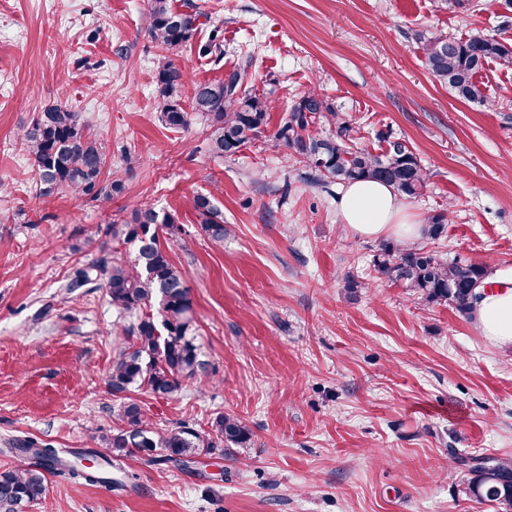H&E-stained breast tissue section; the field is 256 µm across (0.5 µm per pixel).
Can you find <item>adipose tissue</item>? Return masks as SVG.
<instances>
[{"label": "adipose tissue", "instance_id": "1", "mask_svg": "<svg viewBox=\"0 0 512 512\" xmlns=\"http://www.w3.org/2000/svg\"><path fill=\"white\" fill-rule=\"evenodd\" d=\"M338 217L358 236L379 239L389 233L413 238L420 226L400 205L391 186L372 180L350 184L342 193ZM473 315L484 336L512 346V270L489 276L479 289Z\"/></svg>", "mask_w": 512, "mask_h": 512}]
</instances>
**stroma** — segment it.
<instances>
[{
  "label": "stroma",
  "instance_id": "35a3bbf8",
  "mask_svg": "<svg viewBox=\"0 0 512 512\" xmlns=\"http://www.w3.org/2000/svg\"><path fill=\"white\" fill-rule=\"evenodd\" d=\"M197 42L224 33V58L172 50L184 108L196 84L248 65L246 86L272 100L270 123L237 154L216 158L204 123L172 132L158 120L159 48L147 0H0V470L16 443L69 462L103 453L112 415L133 401L156 428L208 430L238 416L249 447L205 463L134 453L118 487L50 472L23 512H495L465 489L448 454L512 459V346L483 336L448 304L427 307L374 265L378 242L338 219L339 195L303 182L302 163L274 141L310 88L355 120L407 141L430 178L405 210L453 213L428 247L447 260L512 268V70L489 63L487 105L459 99L427 71L419 34H489L512 44V8L472 0H193ZM66 102L98 131L114 178L111 201L38 196L17 136ZM139 157L126 166L125 154ZM224 215L213 244L193 200ZM141 204L173 214L169 241L198 321L209 375L162 399L112 392L127 345L101 288L69 294L72 272L98 252L99 226ZM362 284L357 292L345 277Z\"/></svg>",
  "mask_w": 512,
  "mask_h": 512
}]
</instances>
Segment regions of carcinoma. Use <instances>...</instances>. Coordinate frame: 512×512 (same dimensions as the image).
<instances>
[{
    "label": "carcinoma",
    "instance_id": "1",
    "mask_svg": "<svg viewBox=\"0 0 512 512\" xmlns=\"http://www.w3.org/2000/svg\"><path fill=\"white\" fill-rule=\"evenodd\" d=\"M196 6L174 7L172 0H148L147 31L162 50L179 48L193 39L197 29ZM425 66L439 82L448 85L463 100L487 103L486 87L477 76L490 61L512 69V45L490 35L456 39L442 35H418ZM199 53L219 62L223 44L219 29L200 45ZM247 68L227 78L198 84L193 91L192 111L205 122L206 145L214 157L233 156L261 136L269 124V102L243 88ZM155 82L159 93V120L166 129L179 132L191 125V115L182 102L183 74L167 55L157 59ZM316 125L328 127L313 133ZM353 119L340 112L323 94L311 89L296 102L288 119L274 133L306 163L302 180L329 188L358 180H376L395 192L416 198L426 188L427 172L417 154L404 142L387 140L379 153L356 145ZM31 157L39 196L59 194L85 196L108 202L122 189L118 180L105 177L106 155L88 120L66 104H56L38 113L18 135ZM194 210L202 231L215 243L224 242V218L210 197L194 198ZM449 211L427 220L424 236L437 240L445 232ZM175 235L179 227L168 213L144 205L132 209L120 222L98 229L102 235L99 255L76 271L64 285L73 294L83 288H100L118 311L129 318L121 330L129 343L120 349L112 364L109 386L123 393L146 388L158 397H170L182 389V382L209 373L197 344V323L193 301L183 272L171 261L167 245L160 242L157 229ZM134 252L127 259L122 249ZM378 271L402 285L412 296L429 304L449 303L459 312L473 313L476 288L486 280L489 268L483 262H447L424 246L403 242L380 245L375 255ZM115 419L119 427L104 436L112 464L139 452L151 455L161 448L166 460L181 463L202 452L226 455L251 442V431L232 414H219L211 429L201 432L187 423L157 430L135 402L123 404ZM25 456L11 468L0 471V512H20L45 492V473L58 462L57 451L49 446L22 443ZM458 468L471 475L468 490L479 502H489L502 512H512V459L454 457ZM75 479L88 484L112 485L102 469L72 470Z\"/></svg>",
    "mask_w": 512,
    "mask_h": 512
}]
</instances>
